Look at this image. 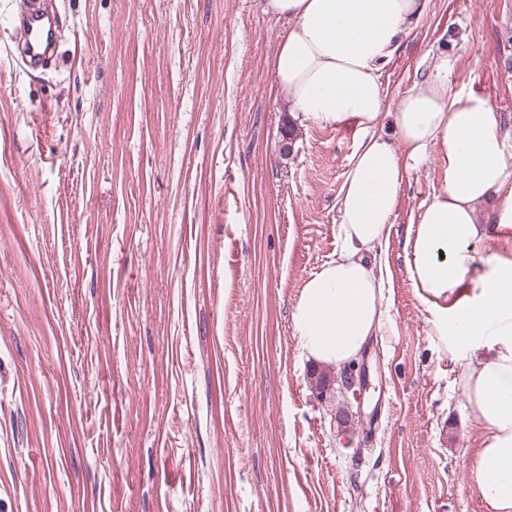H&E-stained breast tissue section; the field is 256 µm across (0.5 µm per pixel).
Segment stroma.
Wrapping results in <instances>:
<instances>
[{"label":"stroma","instance_id":"stroma-1","mask_svg":"<svg viewBox=\"0 0 512 512\" xmlns=\"http://www.w3.org/2000/svg\"><path fill=\"white\" fill-rule=\"evenodd\" d=\"M265 0H55L41 68L0 0V512H485L482 434L404 240L443 182L409 170L366 347L380 423L320 403L290 313L333 259L362 133L295 125ZM454 52L512 148V0H428L396 102Z\"/></svg>","mask_w":512,"mask_h":512}]
</instances>
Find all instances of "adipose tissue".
Wrapping results in <instances>:
<instances>
[{
  "instance_id": "ef3b65f1",
  "label": "adipose tissue",
  "mask_w": 512,
  "mask_h": 512,
  "mask_svg": "<svg viewBox=\"0 0 512 512\" xmlns=\"http://www.w3.org/2000/svg\"><path fill=\"white\" fill-rule=\"evenodd\" d=\"M290 24L274 60L292 119L365 136L344 182L334 259L304 283L291 313L303 353L337 368L384 324L385 247L408 170L429 153L445 166L406 237L407 272L437 313L435 335L461 367L468 417L483 431L474 487L487 512H512V154L487 96L451 91L456 59L440 52L420 83L389 103L380 70L425 0H266Z\"/></svg>"
}]
</instances>
